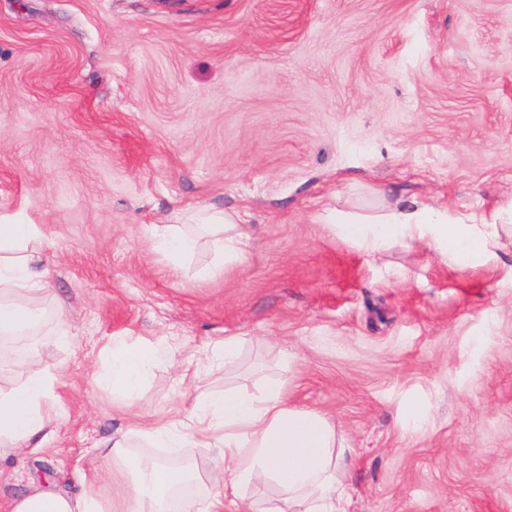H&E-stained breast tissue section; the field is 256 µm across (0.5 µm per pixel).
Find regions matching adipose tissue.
I'll list each match as a JSON object with an SVG mask.
<instances>
[{"instance_id": "1", "label": "adipose tissue", "mask_w": 512, "mask_h": 512, "mask_svg": "<svg viewBox=\"0 0 512 512\" xmlns=\"http://www.w3.org/2000/svg\"><path fill=\"white\" fill-rule=\"evenodd\" d=\"M239 216L209 211L203 229L215 237L225 259L243 255L247 240L238 227ZM337 237L373 257L392 245L427 244L439 262L460 269L487 267L512 282V264L504 254L512 243V206H499L480 215L456 214L425 201L404 206L391 203L369 213L329 209L323 218ZM33 224H0V334L19 335L32 327L36 310L21 299L39 287L46 268L26 254V246L40 239ZM147 343L131 341L112 349L107 380L117 401L130 403L132 395L161 358ZM21 382L0 391V440L30 450L44 447L53 433L48 404L57 376L36 367L32 358L17 363ZM178 435L166 425L146 423L148 437H170L177 448H215L223 461L211 474L215 493L199 503L180 496V489L196 478L195 471L170 468L126 451L124 440H107L109 464L102 475L84 480L79 495L67 496L41 486L12 504V512H113L107 487L133 481L136 491L120 512H222L225 499L239 503V512H345L347 477L342 459L332 456L336 429L319 411L292 405L287 389L267 381L261 393L245 396L224 392L195 402L186 411ZM269 481L283 495L276 504L249 499L244 489Z\"/></svg>"}]
</instances>
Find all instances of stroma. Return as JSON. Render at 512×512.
<instances>
[{"mask_svg":"<svg viewBox=\"0 0 512 512\" xmlns=\"http://www.w3.org/2000/svg\"><path fill=\"white\" fill-rule=\"evenodd\" d=\"M415 199L512 202V0H0V224L45 237L60 420L0 457V512L35 481L79 492L119 431L206 499L217 449L156 448L135 412L270 379L335 423L346 512H512V286L317 219ZM202 210L237 212L246 252L205 238L174 268L153 227ZM118 338L169 354L130 409L104 381Z\"/></svg>","mask_w":512,"mask_h":512,"instance_id":"obj_1","label":"stroma"}]
</instances>
